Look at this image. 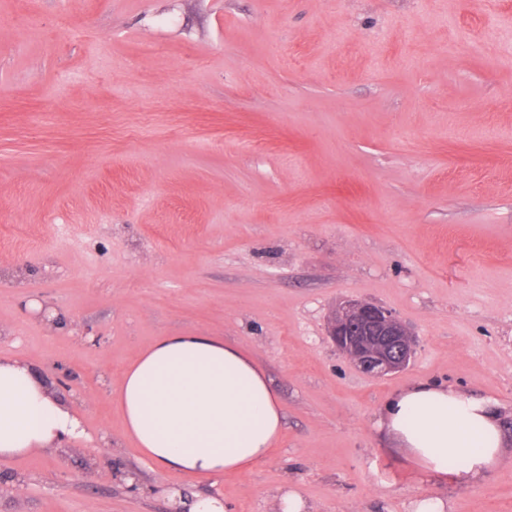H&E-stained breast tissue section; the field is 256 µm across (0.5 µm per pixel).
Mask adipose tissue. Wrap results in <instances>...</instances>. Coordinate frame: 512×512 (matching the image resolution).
Here are the masks:
<instances>
[{"label": "adipose tissue", "mask_w": 512, "mask_h": 512, "mask_svg": "<svg viewBox=\"0 0 512 512\" xmlns=\"http://www.w3.org/2000/svg\"><path fill=\"white\" fill-rule=\"evenodd\" d=\"M116 402L155 467L193 478L252 468L282 429L279 400L258 364L211 336L155 342L127 369ZM380 425L440 479L476 480L504 446L495 401L429 382L391 397ZM82 433L79 417L32 366L0 356V457L52 450Z\"/></svg>", "instance_id": "adipose-tissue-1"}]
</instances>
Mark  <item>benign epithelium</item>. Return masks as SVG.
Returning a JSON list of instances; mask_svg holds the SVG:
<instances>
[{"instance_id":"benign-epithelium-1","label":"benign epithelium","mask_w":512,"mask_h":512,"mask_svg":"<svg viewBox=\"0 0 512 512\" xmlns=\"http://www.w3.org/2000/svg\"><path fill=\"white\" fill-rule=\"evenodd\" d=\"M328 335L336 351L369 377L381 378L407 369L415 340L389 309L347 300L334 315Z\"/></svg>"}]
</instances>
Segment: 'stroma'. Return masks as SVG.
<instances>
[{"label": "stroma", "instance_id": "stroma-1", "mask_svg": "<svg viewBox=\"0 0 512 512\" xmlns=\"http://www.w3.org/2000/svg\"><path fill=\"white\" fill-rule=\"evenodd\" d=\"M350 299L407 326V370L336 352ZM175 335L261 366L270 457L198 480L127 437L124 372ZM0 355L86 431L1 458L0 512H172L174 487L228 512L286 488L307 512H512V0H0ZM425 381L496 401L479 480L379 429Z\"/></svg>", "mask_w": 512, "mask_h": 512}]
</instances>
